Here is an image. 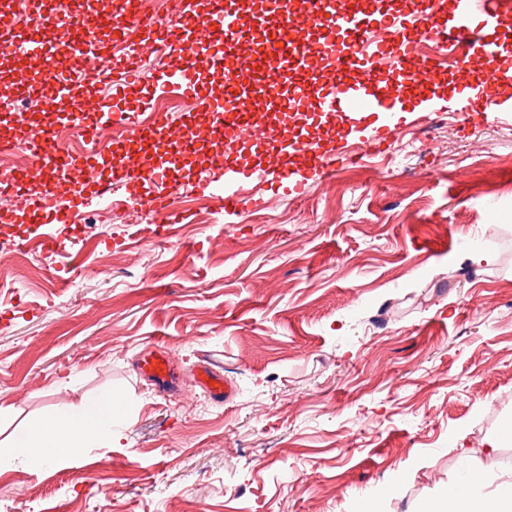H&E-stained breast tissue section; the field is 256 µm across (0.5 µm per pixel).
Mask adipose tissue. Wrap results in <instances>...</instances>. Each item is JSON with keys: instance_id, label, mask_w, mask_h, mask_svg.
Wrapping results in <instances>:
<instances>
[{"instance_id": "ef3b65f1", "label": "adipose tissue", "mask_w": 512, "mask_h": 512, "mask_svg": "<svg viewBox=\"0 0 512 512\" xmlns=\"http://www.w3.org/2000/svg\"><path fill=\"white\" fill-rule=\"evenodd\" d=\"M119 395L105 392L86 402L79 410L65 412L45 423L28 428L15 443L16 460L33 457L59 458L68 448H88L111 442L120 417ZM473 478L463 475L456 483L459 512H512V481L502 482L490 497L471 491Z\"/></svg>"}]
</instances>
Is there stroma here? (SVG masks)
Returning a JSON list of instances; mask_svg holds the SVG:
<instances>
[{
	"mask_svg": "<svg viewBox=\"0 0 512 512\" xmlns=\"http://www.w3.org/2000/svg\"><path fill=\"white\" fill-rule=\"evenodd\" d=\"M126 50L63 75L97 101ZM426 53L442 111L405 96L420 125L378 148L347 132L354 160L302 195L267 184L261 208L221 210L189 189L220 148L203 142L170 172L177 223L132 211L102 172L111 212L57 197L98 236L19 237L0 260V512H426L463 467L485 493L512 474V445L484 451L512 422V118L459 108L482 58ZM36 76L0 57V139L27 143L17 82ZM117 104L143 124L206 115L179 90ZM158 348L175 389L138 371ZM203 364L229 398L198 385ZM108 390L124 405L111 447L13 460L29 426Z\"/></svg>",
	"mask_w": 512,
	"mask_h": 512,
	"instance_id": "1",
	"label": "stroma"
}]
</instances>
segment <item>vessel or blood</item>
<instances>
[{
	"label": "vessel or blood",
	"instance_id": "obj_1",
	"mask_svg": "<svg viewBox=\"0 0 512 512\" xmlns=\"http://www.w3.org/2000/svg\"><path fill=\"white\" fill-rule=\"evenodd\" d=\"M505 0H423L418 17L424 23V33L440 47L466 45L475 55L482 57L491 72H499L502 61L494 41L474 37L475 28H487L498 24ZM264 25L241 29L231 0H217L208 12L199 13L186 9L176 26L183 34L175 63L161 66V87L175 86L196 90L195 75L199 64L221 70L224 74V96L220 99H204L208 111H225L228 104H237L238 110L231 114L223 126L225 143L238 140L242 132L253 123V115L244 108L250 97L247 85L237 79L238 58L234 51L236 43L246 37L259 38L264 52L255 60L257 66L266 69L279 66L291 71L298 79L295 93L283 97L274 85L260 87L263 99L279 101V113L299 116L309 100H317L324 111L334 114L336 120L359 128L373 145H380L394 136L408 116L397 110L389 89L381 78L382 71L404 72L415 80L432 78L433 70L427 63L411 64L409 42L404 34L406 24L415 15L401 10L381 8L375 11L366 8L361 0L353 7L336 11L331 0H306L303 19H295L288 10V0H265ZM32 17L43 29L68 30L72 33L69 46L73 54L86 58H98L105 47L104 35L121 32L129 35L145 31L154 43H161L163 30L159 21H142L125 8H115L101 16L97 26L83 27L70 9L59 5L37 4ZM332 60L334 81L329 90L308 92L307 84L322 69L323 60ZM58 61L55 57L43 59L42 81L51 88L50 95H35L36 104L46 103L48 97L77 99L83 92L78 81H63L57 75ZM361 70L360 80L354 83L344 78L346 71ZM213 128L200 126H171L168 119L157 120L145 126L139 133L142 153L155 154L159 150L189 149L201 138L212 136ZM279 149L285 153H303L307 167L298 172L280 163L270 169L261 163L239 164L238 161H220L219 176L200 175L193 186L194 191L210 198H217L224 209L237 208L241 201V190L251 184H287L290 192H301L310 177L329 174L336 160L335 154L323 150L321 144L305 141L292 129L282 128L278 132ZM33 144L51 168L70 163V153L58 145L48 130H38ZM115 185L131 197H138L145 178H153L156 191L150 201L160 206L162 198L169 192L166 173L162 168L144 172L134 166L112 169ZM139 370L149 375L156 385L165 387L172 383V367L168 357L159 355L144 359Z\"/></svg>",
	"mask_w": 512,
	"mask_h": 512
}]
</instances>
